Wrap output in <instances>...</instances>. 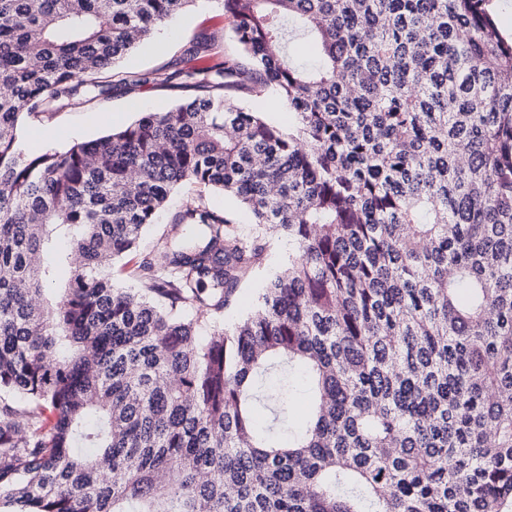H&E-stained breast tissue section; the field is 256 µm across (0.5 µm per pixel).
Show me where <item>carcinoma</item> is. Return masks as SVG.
Instances as JSON below:
<instances>
[{"mask_svg":"<svg viewBox=\"0 0 512 512\" xmlns=\"http://www.w3.org/2000/svg\"><path fill=\"white\" fill-rule=\"evenodd\" d=\"M196 0H0V505L12 512H512V37L491 0H220L247 64L65 151L24 120L112 94ZM315 43L305 69L292 51ZM192 58L215 56L193 39ZM274 90L288 124L245 110ZM288 261L241 321L260 238ZM70 277L34 262L57 242ZM300 371L304 432H260ZM199 194H203L207 201L215 208L224 210L226 215L233 219L240 233L245 237L259 235L265 244V258L259 267L253 269L242 284L238 300L224 309V320L235 321L245 318L254 307V300L258 288H262L267 276L276 271L288 258V239L265 234L257 224H252L250 217L241 211L233 200L216 191L206 190L196 184H184L169 199L166 208L159 214L155 224L145 233L141 246V256L153 250L156 240L171 224L176 212L182 209L183 204ZM263 232V235L262 233Z\"/></svg>","mask_w":512,"mask_h":512,"instance_id":"1","label":"carcinoma"}]
</instances>
